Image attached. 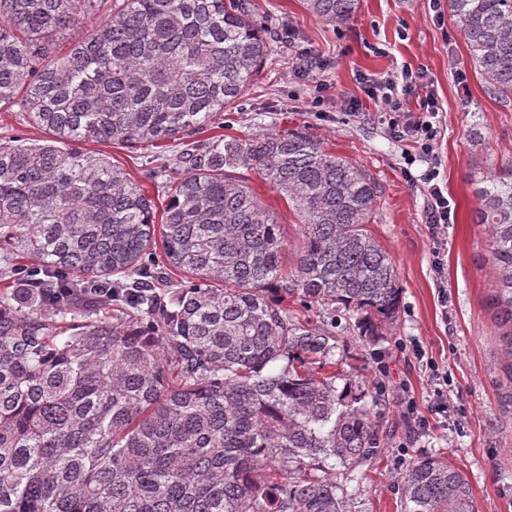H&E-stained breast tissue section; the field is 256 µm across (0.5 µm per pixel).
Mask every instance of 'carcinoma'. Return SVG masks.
<instances>
[{"instance_id": "1", "label": "carcinoma", "mask_w": 512, "mask_h": 512, "mask_svg": "<svg viewBox=\"0 0 512 512\" xmlns=\"http://www.w3.org/2000/svg\"><path fill=\"white\" fill-rule=\"evenodd\" d=\"M0 0V105L48 138L0 139V512H351L348 485L389 430L363 364L336 356L398 315L390 253L367 229L361 168L303 131L218 138L142 185L76 147L182 140L242 98L267 55L243 0ZM345 22L359 0H306ZM488 93L512 100V0H448ZM93 20L56 46L58 34ZM242 168L301 224H282ZM512 384V165L476 181ZM181 273V279L173 277ZM321 310L326 331L301 318ZM408 512H475L466 476L410 461ZM237 171L239 172L237 176L246 181L264 206L274 211L280 224H284V235L289 244L288 251L286 252V260H288V262L289 260L291 261L293 259L292 249L298 241L300 229V224H297L298 219L296 215L289 211L283 196L269 185L258 173L245 169H239Z\"/></svg>"}]
</instances>
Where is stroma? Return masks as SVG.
I'll return each instance as SVG.
<instances>
[{
	"mask_svg": "<svg viewBox=\"0 0 512 512\" xmlns=\"http://www.w3.org/2000/svg\"><path fill=\"white\" fill-rule=\"evenodd\" d=\"M265 27L270 50L244 96L214 118L198 141L305 131L330 153L361 165L381 197L369 225L391 254L401 287L400 310L382 344L341 338L346 354L365 358L380 386L379 412L393 423L385 452L367 471L352 501L353 512H405L401 476L409 460L437 456L463 471L477 512H512V404L501 388L503 344L487 296L493 286L489 240L475 223L476 177L512 162V105L489 95L466 57L464 36L447 5L430 0H359L344 23L322 20L304 0H248ZM311 52L319 66L296 71V57ZM419 76L438 100V128L430 162L408 163L410 141L389 132L391 114L369 96V82ZM327 91L316 103L317 85ZM143 184L156 208L166 198L145 177L161 154L175 158L179 142L125 147L85 142ZM436 165L452 211L448 246L436 253L426 223L422 175ZM265 207L284 226L289 245L299 238L298 219L283 196L258 173L240 170ZM447 301H440V292ZM448 374V418L431 410L432 370Z\"/></svg>",
	"mask_w": 512,
	"mask_h": 512,
	"instance_id": "35a3bbf8",
	"label": "stroma"
}]
</instances>
